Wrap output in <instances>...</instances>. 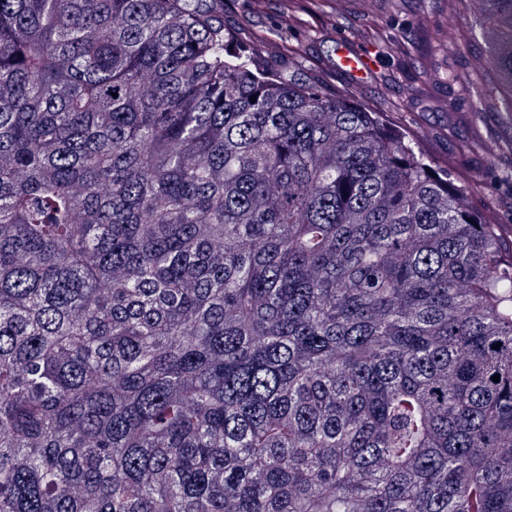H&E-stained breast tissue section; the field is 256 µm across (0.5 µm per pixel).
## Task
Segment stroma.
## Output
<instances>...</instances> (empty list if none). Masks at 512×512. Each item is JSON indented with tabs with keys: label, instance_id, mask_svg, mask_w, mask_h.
<instances>
[{
	"label": "stroma",
	"instance_id": "35a3bbf8",
	"mask_svg": "<svg viewBox=\"0 0 512 512\" xmlns=\"http://www.w3.org/2000/svg\"><path fill=\"white\" fill-rule=\"evenodd\" d=\"M289 0H227L224 23L265 47L275 33L288 51L325 81L351 92L365 106L416 135L427 156L450 166L470 189L473 205L496 223L512 225V154L490 155L471 145L480 128L488 141L512 136V128L471 95V57L483 52L460 0H388L385 9L368 0H330L325 12ZM471 44L470 57L457 45ZM365 53L372 69L363 78L338 71L344 45Z\"/></svg>",
	"mask_w": 512,
	"mask_h": 512
}]
</instances>
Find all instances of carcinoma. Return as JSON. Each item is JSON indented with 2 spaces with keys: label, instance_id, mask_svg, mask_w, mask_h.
<instances>
[{
  "label": "carcinoma",
  "instance_id": "cac0c4a2",
  "mask_svg": "<svg viewBox=\"0 0 512 512\" xmlns=\"http://www.w3.org/2000/svg\"><path fill=\"white\" fill-rule=\"evenodd\" d=\"M0 512H512V239L224 0H0Z\"/></svg>",
  "mask_w": 512,
  "mask_h": 512
}]
</instances>
